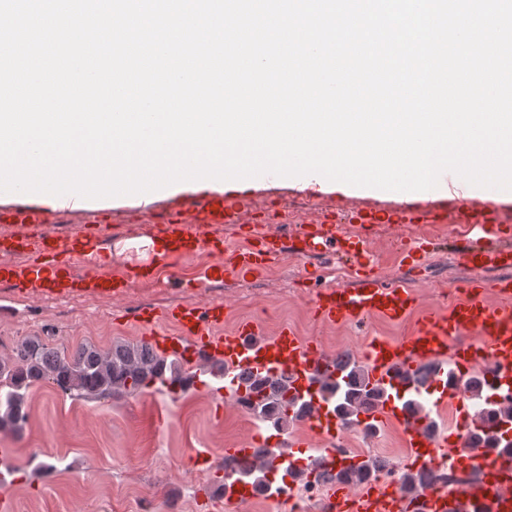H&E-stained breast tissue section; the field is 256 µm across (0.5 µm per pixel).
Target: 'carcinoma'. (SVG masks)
<instances>
[{
    "label": "carcinoma",
    "instance_id": "carcinoma-1",
    "mask_svg": "<svg viewBox=\"0 0 512 512\" xmlns=\"http://www.w3.org/2000/svg\"><path fill=\"white\" fill-rule=\"evenodd\" d=\"M196 378V373L187 365L162 356L145 341L114 343L106 350L82 344L72 351H61L39 336H30L17 344L13 355H0V431L24 428L28 419L27 393L45 382L77 399H107L131 395L157 383L166 384L170 390L185 391L195 384ZM234 379L232 392L237 401L278 431L284 432L308 418L314 409L309 398L290 390L288 377L283 374L242 373ZM463 391L478 405L479 420L469 430V445L494 449L497 454L512 458V439L505 430V422L498 419L499 405L486 400L483 375H471ZM383 397L384 391L370 383L365 367L348 352L336 354V378L326 377L321 382L320 399L350 428L362 423L371 426L363 422L361 415L369 413ZM402 407L411 416L428 417L426 407L410 392L402 401ZM268 455L269 452L259 449L249 460L230 458L224 463V480L261 481V475L272 467ZM376 468L377 461L369 458L334 473L317 457L309 459L306 467L298 471L289 468L288 475L297 482L306 481V475L314 473L323 480L359 485ZM440 481L463 483L465 479L451 474L408 472L402 478L401 489L413 495L425 484Z\"/></svg>",
    "mask_w": 512,
    "mask_h": 512
}]
</instances>
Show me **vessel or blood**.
I'll list each match as a JSON object with an SVG mask.
<instances>
[{"mask_svg":"<svg viewBox=\"0 0 512 512\" xmlns=\"http://www.w3.org/2000/svg\"><path fill=\"white\" fill-rule=\"evenodd\" d=\"M441 179L448 193L447 207L421 210L408 204L393 208L391 219L396 224L441 223L451 213L456 223L479 225L485 232L484 242L462 245L457 252L475 277L448 311L428 312L411 335L370 344L365 362L368 376L372 383L390 391L370 418L382 425L400 424L414 457L430 458L447 451L454 465L473 470L477 478L456 491L427 488L411 500L392 486L369 496L352 492L344 484L332 490L331 498L348 512H512V472L503 473L499 465L477 457L455 435L444 433L432 438L422 421L409 417L401 406L403 394L412 387L408 373L426 363L442 367L451 363L461 372L489 364L493 367L488 376L492 385L512 383V278L506 275L512 269V239L503 237L496 227L495 203H475L470 185L454 173H443ZM244 209L243 202L219 192L197 194L173 204L162 218L163 262L171 264L204 252L214 254L217 260L206 266L203 278L220 285L231 272L257 273L278 256L305 257L329 245L353 268L355 280L348 286L317 291L314 308L322 320L359 322L377 316L399 322L418 306L417 293L402 278L385 280L368 271L367 250L360 236L338 232L332 224L289 236L257 232L230 263L220 262L224 241L208 236L207 231L242 223ZM51 221L50 210L39 205L20 204L0 210V288L32 298L117 300L134 282L158 281L160 269L153 264L136 266L129 274L104 272L105 256L88 234L49 231ZM19 253L27 254V261L14 262V255ZM492 270L499 271V278L485 280L484 272ZM136 317L148 329L147 341L157 352L187 364L217 360L223 362L230 376L239 371L287 374L293 392L315 399L312 417L318 425L323 457L328 464H335L336 438L343 427L335 412L316 399L318 380L333 371L335 354L304 343L288 326L267 336L256 322L247 320L230 331L219 332L224 322V303L220 300L205 305L187 300L163 310L143 306ZM430 392L439 408L459 404L460 391L448 385L446 375L434 379ZM305 446L301 438L275 435L270 440L275 457L289 460L294 459L296 449Z\"/></svg>","mask_w":512,"mask_h":512,"instance_id":"vessel-or-blood-1","label":"vessel or blood"}]
</instances>
